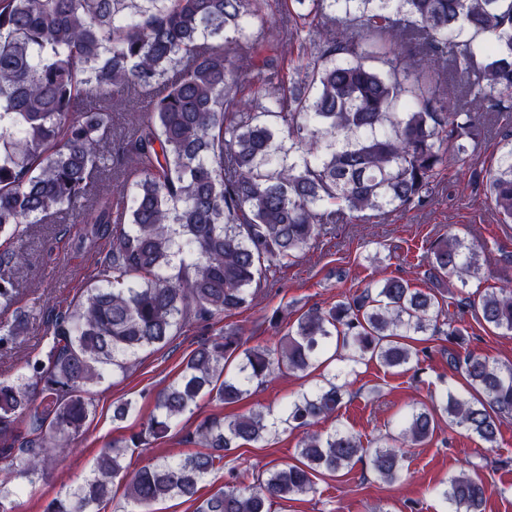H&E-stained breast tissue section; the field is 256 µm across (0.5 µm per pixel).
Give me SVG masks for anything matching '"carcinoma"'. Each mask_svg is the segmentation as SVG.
I'll use <instances>...</instances> for the list:
<instances>
[{
  "mask_svg": "<svg viewBox=\"0 0 512 512\" xmlns=\"http://www.w3.org/2000/svg\"><path fill=\"white\" fill-rule=\"evenodd\" d=\"M283 35L255 34L272 11ZM460 97L495 112L512 106V0H0V306L20 294L3 271L31 262L19 246L30 226L64 210L82 215L71 247L108 251L81 294L47 314L45 349L24 370L0 376V512L23 479L77 439L95 413L89 386L126 372L192 322H221L249 306L264 282L293 264L324 225L371 210L429 201L449 162L464 165L485 137ZM256 81L246 98L241 80ZM290 146H285V143ZM107 180L112 187H103ZM502 223L512 222V140L487 173ZM128 199L129 210L119 206ZM480 246L459 235L427 248L423 277L378 280L347 301L316 307L277 345L248 347L220 328L154 397L137 432L102 450L91 474L44 512H99L121 477L127 451L167 437L207 397L235 404L268 378L305 376L330 346L343 366L288 400L278 414L213 416L186 437L197 450L140 468L126 495L149 512L189 500L224 452L301 429L295 462L251 484L236 473L197 512H271L276 500L316 490V479L368 457L398 480L407 450L431 439L440 419L492 448L512 417V366L450 349L469 396L414 407L369 450L348 430L320 432L357 364L420 363L414 336L461 345L466 328L433 289L456 277L484 279ZM475 318L512 333V280L470 304ZM30 315L0 323V352L27 335ZM24 430H19V425ZM487 485L451 476L438 495L450 512H482Z\"/></svg>",
  "mask_w": 512,
  "mask_h": 512,
  "instance_id": "carcinoma-1",
  "label": "carcinoma"
}]
</instances>
